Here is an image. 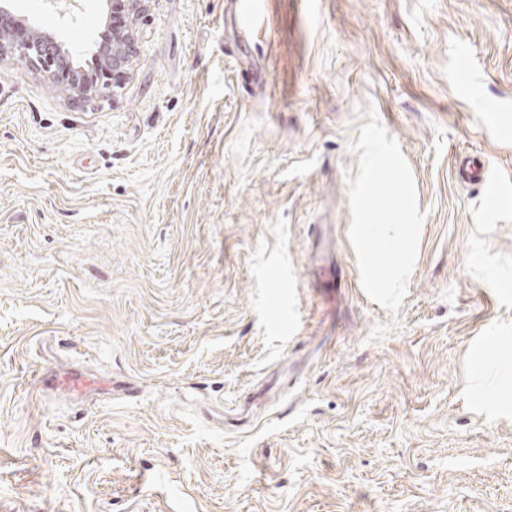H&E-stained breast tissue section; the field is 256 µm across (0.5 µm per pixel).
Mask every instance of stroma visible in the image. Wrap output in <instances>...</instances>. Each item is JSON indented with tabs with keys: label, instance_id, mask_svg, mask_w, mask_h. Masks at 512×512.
I'll return each mask as SVG.
<instances>
[{
	"label": "stroma",
	"instance_id": "stroma-1",
	"mask_svg": "<svg viewBox=\"0 0 512 512\" xmlns=\"http://www.w3.org/2000/svg\"><path fill=\"white\" fill-rule=\"evenodd\" d=\"M145 0L120 88L0 63V512H512V0ZM97 67L108 0H12ZM475 86L474 97L456 91ZM425 220L364 292L349 149ZM134 386L82 399L35 369ZM458 178L478 184L488 205L486 213L498 216L510 212L512 204V183L491 176L484 163L475 156H465L456 169Z\"/></svg>",
	"mask_w": 512,
	"mask_h": 512
}]
</instances>
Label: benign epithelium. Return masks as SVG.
<instances>
[{
	"label": "benign epithelium",
	"mask_w": 512,
	"mask_h": 512,
	"mask_svg": "<svg viewBox=\"0 0 512 512\" xmlns=\"http://www.w3.org/2000/svg\"><path fill=\"white\" fill-rule=\"evenodd\" d=\"M142 0H112V15H125L132 19L140 9ZM110 53L100 62L99 77L94 85L118 87L127 76L130 59L136 52V44L123 28L112 27V37L105 39ZM8 55H16L31 68L47 74L60 85L69 88L73 98L81 100L90 96V89L80 84L77 72L68 54L58 43L43 41L29 36L24 40L3 39L0 36V61Z\"/></svg>",
	"instance_id": "1"
}]
</instances>
